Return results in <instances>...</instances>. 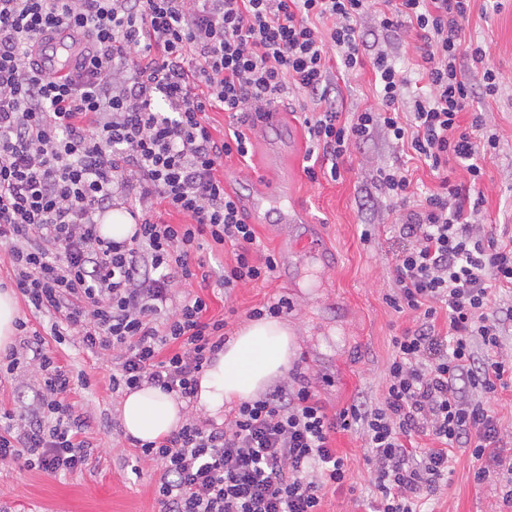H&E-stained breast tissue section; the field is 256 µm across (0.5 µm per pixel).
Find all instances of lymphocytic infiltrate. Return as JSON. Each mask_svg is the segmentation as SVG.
Instances as JSON below:
<instances>
[{"instance_id": "obj_1", "label": "lymphocytic infiltrate", "mask_w": 512, "mask_h": 512, "mask_svg": "<svg viewBox=\"0 0 512 512\" xmlns=\"http://www.w3.org/2000/svg\"><path fill=\"white\" fill-rule=\"evenodd\" d=\"M471 0H0V244L12 281L42 335L17 320L19 346L0 357V384L34 370L33 400L0 409V464L24 462L50 475L94 467L89 419L69 398L74 375L48 350L78 337L111 354L113 392L160 387L193 403L200 374L224 346L225 319L204 295L176 300L177 284L207 286L204 242L231 246L222 282H265L276 271L237 195L224 160L248 154V131L286 90L310 95L305 114L316 164L304 172L341 177L351 147L384 131L441 177L410 204L399 169L379 173L392 201L390 228L407 246L393 263L396 311L415 326L393 337L389 381L377 407L353 403L328 414L308 378L237 405L224 426L188 418L165 438L133 440L137 462L157 466L159 512H321L324 490L345 485L338 431L362 429L374 466L372 512H421L447 480L449 452L499 460L498 422L487 402L512 386L499 355L512 309L494 300L512 288V239L476 222L485 164L499 145L481 113H468L470 67L485 93L501 74L467 41ZM394 28L409 18L429 92L403 114L408 78L385 52L367 53L360 19ZM329 20L327 31L318 21ZM69 27L90 50L76 77L55 78L32 61L35 37ZM345 75L372 70L377 107L343 116L331 100V59ZM227 112L231 134L215 138L206 112ZM470 122H463V114ZM467 174L452 183L449 165ZM124 200L136 228L116 241L101 217ZM182 216L171 224L155 206ZM432 440L429 448L421 439Z\"/></svg>"}]
</instances>
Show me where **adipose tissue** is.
<instances>
[{
	"label": "adipose tissue",
	"instance_id": "adipose-tissue-1",
	"mask_svg": "<svg viewBox=\"0 0 512 512\" xmlns=\"http://www.w3.org/2000/svg\"><path fill=\"white\" fill-rule=\"evenodd\" d=\"M296 351L287 321L252 319L238 327L208 363L198 382L197 406L219 415L225 405L258 397L283 378ZM184 420L183 404L153 385L125 394L121 424L125 435L148 442L168 436Z\"/></svg>",
	"mask_w": 512,
	"mask_h": 512
}]
</instances>
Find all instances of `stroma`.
Instances as JSON below:
<instances>
[{"instance_id":"stroma-1","label":"stroma","mask_w":512,"mask_h":512,"mask_svg":"<svg viewBox=\"0 0 512 512\" xmlns=\"http://www.w3.org/2000/svg\"><path fill=\"white\" fill-rule=\"evenodd\" d=\"M360 25L367 48L384 50L397 68L411 75L404 101L413 105L420 86L419 40L408 18L400 17L393 32L380 28L372 14ZM465 35L484 48L504 78L496 95L475 98L486 131L500 140L487 163L481 216L485 232L498 236L512 230V0H472ZM378 95L373 74L365 70L337 81L336 108L358 112L376 105ZM312 108L308 96L289 91L277 108L274 125L253 137L249 161L235 156L224 161V177L239 193L262 252L287 265L289 278L227 291L220 280L225 264L233 260L231 249L207 242L200 255L210 273V313L226 318L227 331H234L252 308L272 296L285 295L293 301L287 320L295 330L298 349L291 370L307 375L322 404L334 413L356 400L380 403L388 382L391 339L414 325L413 314L397 312L387 300L393 287L392 264L403 240L383 233L368 243L360 238L365 225L388 219L389 200L375 191L377 174L392 167L407 169L411 189L417 193L435 187L437 181L423 162L406 155L379 131L368 144L351 148L340 179L316 183L301 179L297 200L312 223H280L270 206L259 205V187L241 175L248 168L267 169L274 180L289 184L293 148L297 140L308 137L303 119ZM319 231L326 237V250L297 258L294 243ZM53 350L58 362L78 376L70 398L93 419L87 437L98 450L97 462L93 469L56 476L20 463L0 466V512H157L153 487L159 471L135 461V450L119 420L123 397L109 385L106 360L86 352L74 338ZM489 405L500 426L501 464L474 459L468 448L454 449L448 480L427 502L428 512H512V506L503 502L505 491L512 488V388L500 392ZM333 446L345 461L349 480L342 489L325 493L321 512H367L375 488L361 432H336ZM488 465L493 477L476 482L477 469Z\"/></svg>"}]
</instances>
